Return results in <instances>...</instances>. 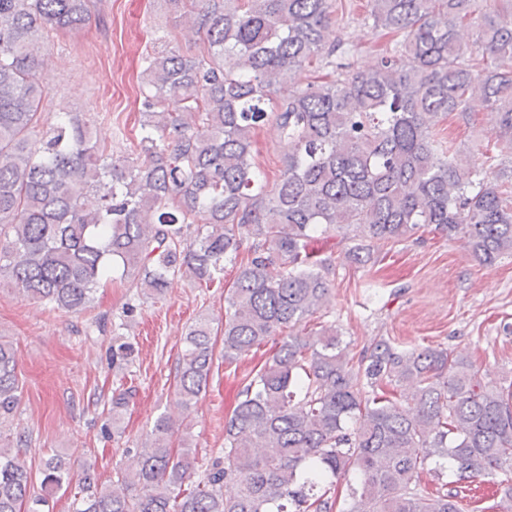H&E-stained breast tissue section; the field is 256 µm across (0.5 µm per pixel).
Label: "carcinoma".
Instances as JSON below:
<instances>
[{"label":"carcinoma","mask_w":512,"mask_h":512,"mask_svg":"<svg viewBox=\"0 0 512 512\" xmlns=\"http://www.w3.org/2000/svg\"><path fill=\"white\" fill-rule=\"evenodd\" d=\"M170 2L205 32L203 51L183 55L167 38L146 54L139 131L130 153L114 156L68 113L32 141L46 41L81 30L91 0H0V280L82 313L104 282L132 270L150 295L178 275L209 288L246 244L225 297L224 361L281 341L245 376L224 459L199 481L195 450L162 416L112 485L82 478L74 512H335L336 479L350 473L345 512H459L462 484L485 475L499 477L495 512H512V384L484 382L441 346L381 339L354 355L332 324L294 332L328 294L331 263L308 250L318 234L352 235L358 264L425 227L466 239L482 266L512 256L502 158L464 160L438 130L479 97L496 110L491 138L512 154V0H368L366 19L401 40L365 71L350 70V46L327 39L337 0ZM469 22L478 35L465 44ZM314 63L327 79H310ZM284 83L294 91L279 99ZM270 123L288 142L272 185L252 155ZM213 336L204 316L184 338L173 388L186 410L208 385ZM20 391L14 348L0 340V419ZM131 398L112 395V420ZM434 458L457 486L421 485ZM41 475L37 494L22 452L0 448V512L47 503L70 482L69 463L52 456ZM228 481L238 490L226 498Z\"/></svg>","instance_id":"obj_1"}]
</instances>
